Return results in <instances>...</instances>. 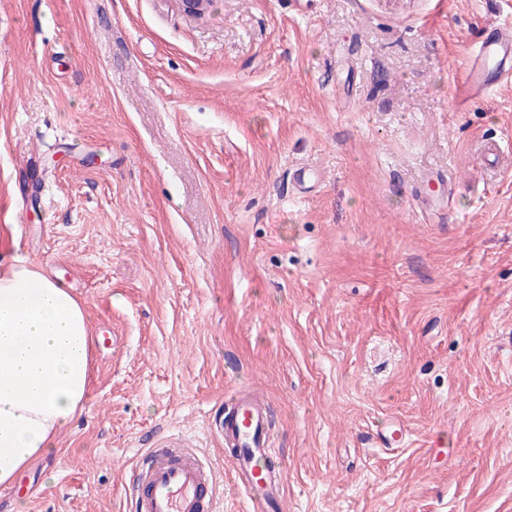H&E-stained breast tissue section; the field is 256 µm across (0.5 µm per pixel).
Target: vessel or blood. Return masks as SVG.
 <instances>
[{
    "mask_svg": "<svg viewBox=\"0 0 512 512\" xmlns=\"http://www.w3.org/2000/svg\"><path fill=\"white\" fill-rule=\"evenodd\" d=\"M512 81V25H487L467 65V83L479 95ZM211 430L224 444V455L250 512H273L284 489L282 469H266L272 452L267 403L244 389H235ZM149 464L136 478L139 512H215V476L190 448H150Z\"/></svg>",
    "mask_w": 512,
    "mask_h": 512,
    "instance_id": "obj_1",
    "label": "vessel or blood"
}]
</instances>
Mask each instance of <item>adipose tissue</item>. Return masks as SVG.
I'll list each match as a JSON object with an SVG mask.
<instances>
[{
	"mask_svg": "<svg viewBox=\"0 0 512 512\" xmlns=\"http://www.w3.org/2000/svg\"><path fill=\"white\" fill-rule=\"evenodd\" d=\"M85 307L34 264L0 266V486L58 445L90 382Z\"/></svg>",
	"mask_w": 512,
	"mask_h": 512,
	"instance_id": "adipose-tissue-1",
	"label": "adipose tissue"
}]
</instances>
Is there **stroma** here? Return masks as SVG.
Wrapping results in <instances>:
<instances>
[{"label":"stroma","instance_id":"1","mask_svg":"<svg viewBox=\"0 0 512 512\" xmlns=\"http://www.w3.org/2000/svg\"><path fill=\"white\" fill-rule=\"evenodd\" d=\"M508 20L0 0V261L117 339L0 512H135L140 454L176 445L217 512H249L208 429L240 386L270 405L281 512H512V82L464 98L469 47Z\"/></svg>","mask_w":512,"mask_h":512}]
</instances>
